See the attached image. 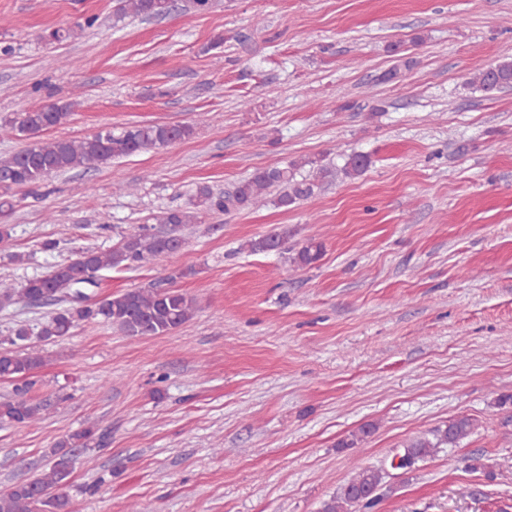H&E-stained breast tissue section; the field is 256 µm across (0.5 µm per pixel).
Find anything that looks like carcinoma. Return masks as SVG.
Here are the masks:
<instances>
[{
  "label": "carcinoma",
  "instance_id": "1",
  "mask_svg": "<svg viewBox=\"0 0 512 512\" xmlns=\"http://www.w3.org/2000/svg\"><path fill=\"white\" fill-rule=\"evenodd\" d=\"M172 10L168 0H115L113 23L127 17L142 20L158 19ZM466 84L492 93L512 88V58L491 64L475 65L468 73ZM73 102L46 101L38 107L17 112L0 120V135L25 137L32 144L0 160V216L13 212L15 204L8 191L15 188L33 189L47 177L81 168L85 172L120 157L167 147L193 137L196 125L190 123H142L127 126L119 132L108 127L80 140H41L44 132L64 124L72 115ZM369 156L355 153L348 157L339 173L356 178L370 166ZM308 166L321 178L334 175L329 167L307 158L276 167L256 170L233 189L216 193L209 186L197 188L189 208L166 209L154 217L162 229L144 224L132 225L121 234L111 249L100 251L87 248L77 262L56 266L15 288L0 280V305L25 299L31 303L52 304L78 290L99 285L100 272L112 268H133L169 256L182 249L185 239L181 228L193 224L203 212L230 213L252 208L264 202L272 190H277L275 204L284 209L315 195L318 183L313 178H297L298 170ZM288 229L273 230L248 242L254 253L280 252L286 248ZM323 253V243L314 239L302 245L293 263L303 268L317 262ZM85 305H70L56 311L41 324L37 336L49 340L70 335L81 323L104 321L132 338L160 336L171 333L190 321L197 309L194 297L179 289L156 286L147 290H126L100 301L84 295ZM44 360L35 350L19 352L0 350V378L14 383L13 396L0 401V423L15 427L28 426L39 419L43 405L29 393L36 385L34 371ZM475 423L468 416H457L432 432V437L419 436L404 448L400 467L410 468L432 455L437 448L453 446L467 438ZM93 428L70 433L59 440L50 454L48 471L31 479L15 483L0 493V512H70V500L63 492L72 472L76 448L100 445ZM384 474L379 469H361L343 486L339 495L324 502L321 512H370L376 498L370 493L380 486Z\"/></svg>",
  "mask_w": 512,
  "mask_h": 512
}]
</instances>
